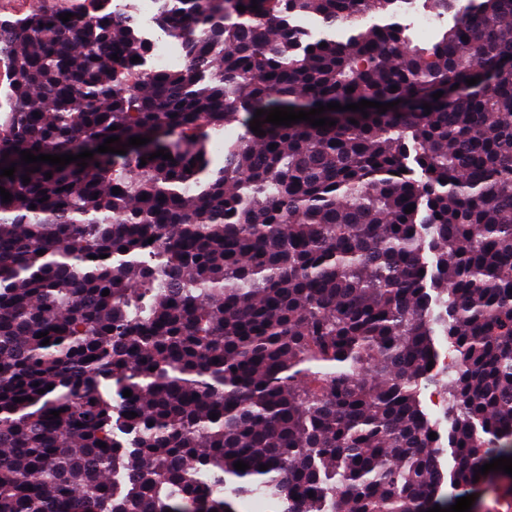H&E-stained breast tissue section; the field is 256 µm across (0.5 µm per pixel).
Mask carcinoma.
<instances>
[{"label": "carcinoma", "mask_w": 512, "mask_h": 512, "mask_svg": "<svg viewBox=\"0 0 512 512\" xmlns=\"http://www.w3.org/2000/svg\"><path fill=\"white\" fill-rule=\"evenodd\" d=\"M166 3L189 63L137 77L102 0L0 23V512H428L483 482L512 457V0H427L456 15L429 47L394 0ZM363 99L398 105L250 129ZM231 121L216 168L194 131ZM419 399L424 410L432 419L440 418V430L445 435L448 433V422L444 417V409L446 404V394L435 386L422 388Z\"/></svg>", "instance_id": "carcinoma-1"}]
</instances>
